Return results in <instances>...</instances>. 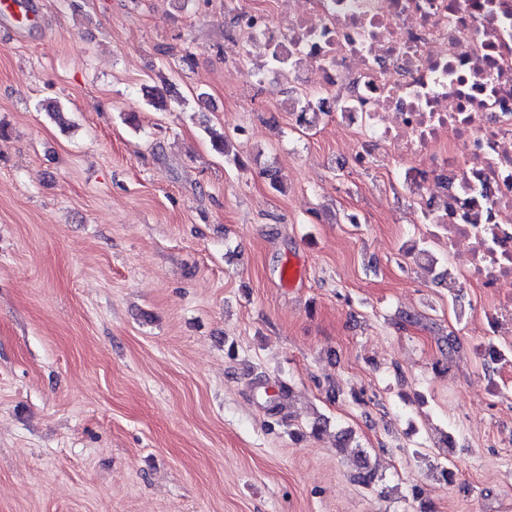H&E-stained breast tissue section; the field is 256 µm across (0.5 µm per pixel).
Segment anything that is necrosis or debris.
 I'll list each match as a JSON object with an SVG mask.
<instances>
[{
	"label": "necrosis or debris",
	"instance_id": "necrosis-or-debris-1",
	"mask_svg": "<svg viewBox=\"0 0 512 512\" xmlns=\"http://www.w3.org/2000/svg\"><path fill=\"white\" fill-rule=\"evenodd\" d=\"M280 26L236 5L246 49L295 74L290 105L331 97L354 164L385 148L419 217L411 255L449 294L481 289L488 361L512 337V0H302Z\"/></svg>",
	"mask_w": 512,
	"mask_h": 512
}]
</instances>
